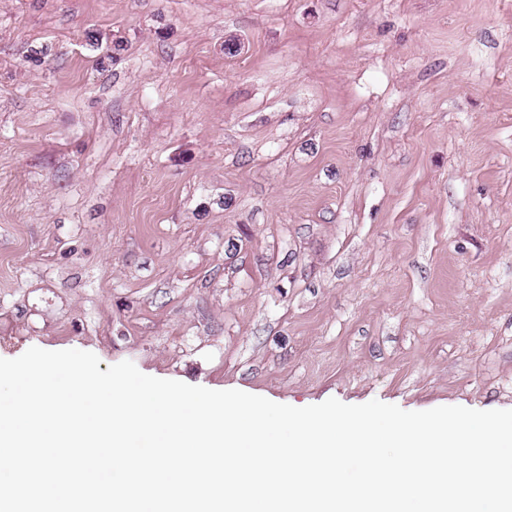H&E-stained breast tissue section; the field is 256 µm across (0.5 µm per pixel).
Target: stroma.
I'll return each instance as SVG.
<instances>
[{"mask_svg": "<svg viewBox=\"0 0 512 512\" xmlns=\"http://www.w3.org/2000/svg\"><path fill=\"white\" fill-rule=\"evenodd\" d=\"M512 409V0H0V358Z\"/></svg>", "mask_w": 512, "mask_h": 512, "instance_id": "obj_1", "label": "stroma"}]
</instances>
